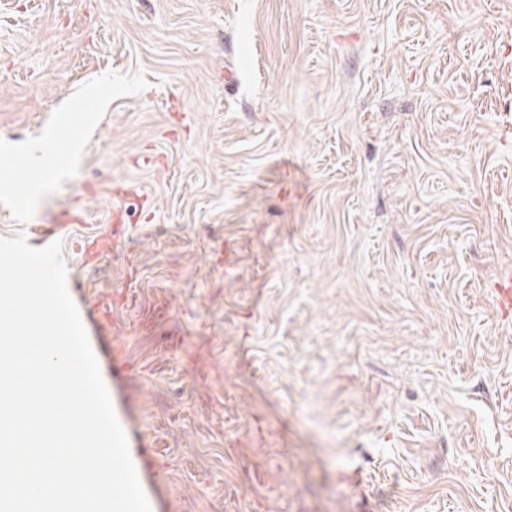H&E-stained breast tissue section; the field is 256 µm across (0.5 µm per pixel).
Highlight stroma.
<instances>
[{"label":"stroma","instance_id":"35a3bbf8","mask_svg":"<svg viewBox=\"0 0 512 512\" xmlns=\"http://www.w3.org/2000/svg\"><path fill=\"white\" fill-rule=\"evenodd\" d=\"M45 227L151 512H512V0H0ZM492 299L502 318L512 315V276L500 278L491 283Z\"/></svg>","mask_w":512,"mask_h":512}]
</instances>
